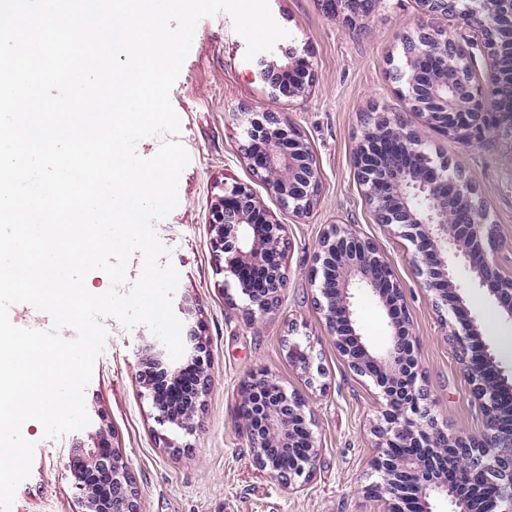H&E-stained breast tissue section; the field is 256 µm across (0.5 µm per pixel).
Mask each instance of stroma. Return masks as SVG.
I'll use <instances>...</instances> for the list:
<instances>
[{"mask_svg": "<svg viewBox=\"0 0 512 512\" xmlns=\"http://www.w3.org/2000/svg\"><path fill=\"white\" fill-rule=\"evenodd\" d=\"M276 22L287 30L285 46L308 60L314 82L306 96L272 93L229 15L201 19L191 50L171 90L180 120L179 141L190 156L178 182L181 204L155 224L180 274L174 312L183 300L197 308L207 340L213 386L193 434L159 424L143 395L138 373L141 349L153 340L144 325L124 329L104 324L108 336L84 393L89 425L59 439L45 438L39 422H26L23 436L35 443L29 477L18 487L10 512H80L67 467L74 444H92L106 431L135 475L141 512H383L367 496L376 456L372 426L381 411L378 390L355 376L327 334L315 304L311 269L329 225H348L376 240L404 289L415 356L447 432L476 434L482 409L452 345L449 327L420 285L408 240L377 224L354 169V151L371 108L404 116L432 156L460 164L486 205L491 222L512 239V140L463 145L424 124L398 93L393 63L401 38L423 16L417 0H376L358 26L331 13L323 0H269ZM279 112L308 143L319 177L314 208L299 215L284 208L252 173L241 152L242 110ZM250 186L257 201L284 224L289 241L288 284L277 311L249 323L245 300L223 287L212 252L211 210L223 183ZM467 306L482 329L499 366L512 373V321L479 289L472 273L458 267ZM362 334L383 346L387 317L367 293L354 300ZM311 345L324 369L322 384H309L288 357V344ZM276 380L305 403L318 458L308 483L282 487L253 461L244 430L241 401L252 375Z\"/></svg>", "mask_w": 512, "mask_h": 512, "instance_id": "1", "label": "stroma"}]
</instances>
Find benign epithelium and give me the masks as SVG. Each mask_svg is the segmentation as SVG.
Here are the masks:
<instances>
[{
    "instance_id": "obj_1",
    "label": "benign epithelium",
    "mask_w": 512,
    "mask_h": 512,
    "mask_svg": "<svg viewBox=\"0 0 512 512\" xmlns=\"http://www.w3.org/2000/svg\"><path fill=\"white\" fill-rule=\"evenodd\" d=\"M326 3L355 25L370 14L374 0ZM495 4L479 33L492 62V75L484 84L474 80L466 60L452 63L447 31L419 27L401 40L406 63L402 89L409 91L422 121L463 145L512 136V106L506 102L512 87L502 82L500 70V59L512 56V0ZM421 5L427 16H446L450 0H421ZM257 66L262 80L289 98L303 97L312 87L309 64L293 56L285 65L261 59ZM241 117V151L255 176L284 207L309 213L317 200L319 175L305 139L278 112L247 109ZM354 162L377 223L395 227L413 246L416 274L439 313L465 315V323L450 338L484 410L477 435L450 436L439 426L413 354L398 280L375 241L359 237L349 226L331 225L312 272L316 304L349 369L372 381L384 400L382 419L373 429L379 448L373 461L375 480L365 492L384 502L387 512H404L411 494L421 512H431L433 495L449 497L458 512H512V418L503 402L512 383L480 339L475 319L466 314L454 276L456 263L464 259L479 288L512 319V276L499 270L494 256L503 246L498 228L463 175H445L450 165L423 151L398 114H368ZM211 231L223 286L237 288L244 297L248 321L276 311L287 286L284 225L261 209L249 186L235 182L222 188L211 212ZM357 291L372 294L386 310L391 334L382 350L370 349L357 330ZM186 341L196 374L185 402L172 406L153 388L148 373L163 363L154 343L143 348L139 383L160 423L191 434L212 379L205 338L192 326ZM288 357L310 380L323 375L311 346L291 342ZM243 405L255 464L289 490L302 487L318 454L303 400L263 376L244 386ZM70 469L81 512H139L134 477L121 450L104 433L92 445L77 447Z\"/></svg>"
}]
</instances>
